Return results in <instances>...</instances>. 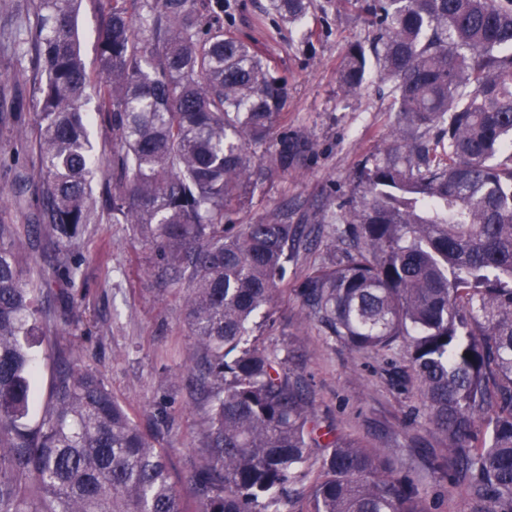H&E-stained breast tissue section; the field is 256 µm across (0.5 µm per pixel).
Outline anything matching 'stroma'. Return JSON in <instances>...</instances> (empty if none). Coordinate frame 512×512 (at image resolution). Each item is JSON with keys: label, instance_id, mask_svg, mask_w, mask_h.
<instances>
[{"label": "stroma", "instance_id": "35a3bbf8", "mask_svg": "<svg viewBox=\"0 0 512 512\" xmlns=\"http://www.w3.org/2000/svg\"><path fill=\"white\" fill-rule=\"evenodd\" d=\"M269 0H197L203 21H219L249 41L286 83L288 100L274 137L291 134L310 150L288 170H274L254 185L229 224H252L276 214L307 225V247L288 262L269 310L254 320L248 339L287 357L300 377L323 431L387 452L397 475H408L426 512H471L466 480H436L434 463L447 460V443L425 420L413 384L396 383L408 365L400 355L354 352L304 321L298 288L320 267L345 228L344 204L358 200V176L386 145L399 114L392 86L370 77L360 93L345 96L338 70L349 49L372 38L367 16L347 0H314L301 24L282 22ZM102 0H80L76 27L88 69L97 66ZM32 0H0V224L33 223L41 204V166L36 140L35 85L40 79L32 35ZM25 177L22 197L13 189ZM80 274L71 287L73 323L60 326L79 365L99 375L144 430L161 428V446L173 480L199 512L186 480L203 462L206 402L190 396L179 376L194 363L195 339L185 318L182 285L159 283L157 253L129 224H92L79 248Z\"/></svg>", "mask_w": 512, "mask_h": 512}]
</instances>
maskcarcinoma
Wrapping results in <instances>:
<instances>
[{"label": "carcinoma", "mask_w": 512, "mask_h": 512, "mask_svg": "<svg viewBox=\"0 0 512 512\" xmlns=\"http://www.w3.org/2000/svg\"><path fill=\"white\" fill-rule=\"evenodd\" d=\"M269 2L289 23L312 7ZM347 2L377 34L349 48L339 87L355 96L376 73L404 124L343 215L354 252L302 283L305 316L355 352L402 353L448 462L468 476L472 512H512V0ZM77 3L36 0L42 203L36 223L0 224V512H184L157 435L64 345L51 346L38 407L37 349L70 321L72 255L104 220L133 225L186 285L198 352L184 386L209 406L191 479L200 512H284L320 424L287 359L247 335L308 233L224 215L262 175L250 149L270 140L287 89L250 43L203 25L195 0H106L90 71ZM91 100L112 124L110 163L89 140ZM307 150L284 134L268 157L284 170ZM40 238L57 251L50 272L23 262ZM51 280L63 288L49 307ZM324 447L309 512H425L390 458L336 438Z\"/></svg>", "instance_id": "carcinoma-1"}]
</instances>
